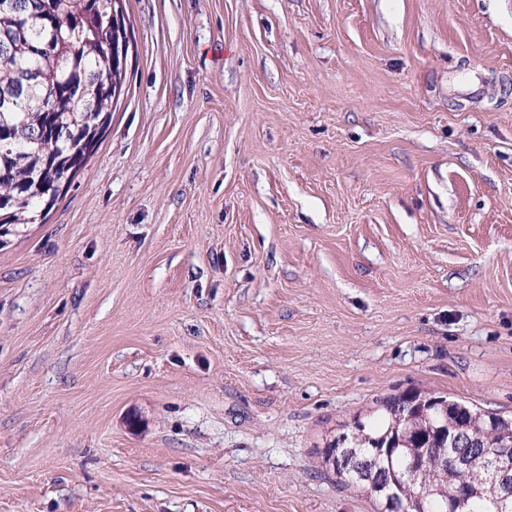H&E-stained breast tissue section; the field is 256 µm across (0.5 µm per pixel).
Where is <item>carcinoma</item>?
Instances as JSON below:
<instances>
[{"label":"carcinoma","instance_id":"1","mask_svg":"<svg viewBox=\"0 0 512 512\" xmlns=\"http://www.w3.org/2000/svg\"><path fill=\"white\" fill-rule=\"evenodd\" d=\"M118 29L127 30L122 0H0V228L34 223L97 147L126 72L120 51H112ZM17 87L24 89L18 107L4 108ZM417 397L435 405L391 397L377 417L355 420L344 443L337 435L329 441L321 457L336 481L370 492L379 512H417L420 503L448 512L459 482L474 495L457 512H512V496L487 466L493 449L512 439V418L432 392ZM465 416L478 446L459 472L440 433L456 432ZM421 452L425 464L415 476L406 464Z\"/></svg>","mask_w":512,"mask_h":512}]
</instances>
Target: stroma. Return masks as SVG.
<instances>
[{
  "instance_id": "stroma-1",
  "label": "stroma",
  "mask_w": 512,
  "mask_h": 512,
  "mask_svg": "<svg viewBox=\"0 0 512 512\" xmlns=\"http://www.w3.org/2000/svg\"><path fill=\"white\" fill-rule=\"evenodd\" d=\"M112 119L0 242V512H375L327 439L512 413V0H125Z\"/></svg>"
}]
</instances>
